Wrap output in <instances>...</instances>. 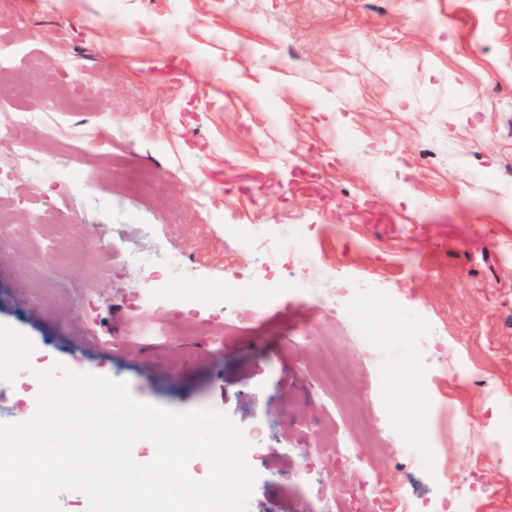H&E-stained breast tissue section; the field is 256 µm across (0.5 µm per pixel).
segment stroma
I'll return each mask as SVG.
<instances>
[{
	"instance_id": "obj_1",
	"label": "stroma",
	"mask_w": 512,
	"mask_h": 512,
	"mask_svg": "<svg viewBox=\"0 0 512 512\" xmlns=\"http://www.w3.org/2000/svg\"><path fill=\"white\" fill-rule=\"evenodd\" d=\"M439 27L418 21L420 7ZM0 0V123L52 106L0 235V326L49 363L125 382L135 401L222 411L262 449L248 512H323L373 477L432 506L428 468L377 442L352 466L332 447L354 419L392 416L437 451L487 512H512V0ZM107 97L112 111L96 108ZM54 152L53 167L44 163ZM111 160L161 177L128 194ZM99 181L72 190L69 168ZM77 214L82 254L56 220ZM318 237L324 313L289 258L275 298L192 317L105 256L166 249L178 280L246 263L223 227ZM119 347L102 348L100 337ZM440 370L434 409L402 363ZM492 445L503 465H474Z\"/></svg>"
}]
</instances>
